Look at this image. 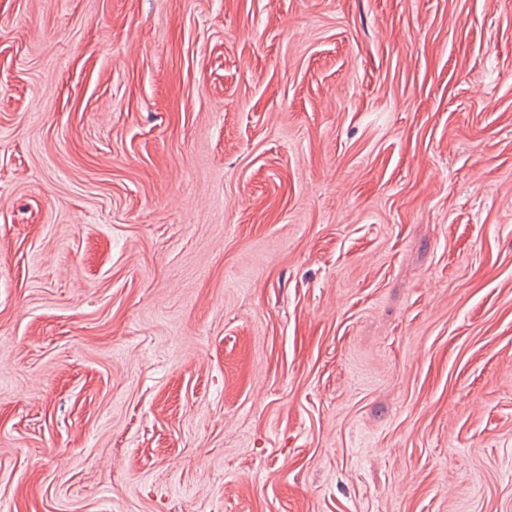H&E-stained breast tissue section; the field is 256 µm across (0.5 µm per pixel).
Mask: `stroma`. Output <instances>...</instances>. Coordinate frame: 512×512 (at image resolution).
Listing matches in <instances>:
<instances>
[{"label":"stroma","instance_id":"stroma-1","mask_svg":"<svg viewBox=\"0 0 512 512\" xmlns=\"http://www.w3.org/2000/svg\"><path fill=\"white\" fill-rule=\"evenodd\" d=\"M0 512H512V0H0Z\"/></svg>","mask_w":512,"mask_h":512}]
</instances>
